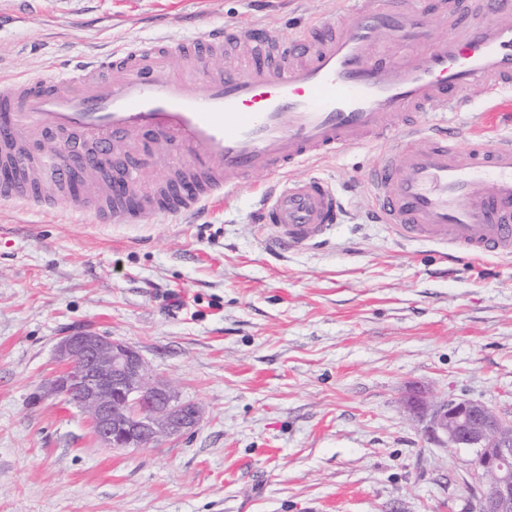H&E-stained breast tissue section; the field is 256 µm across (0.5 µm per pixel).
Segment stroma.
I'll use <instances>...</instances> for the list:
<instances>
[{"label":"stroma","instance_id":"35a3bbf8","mask_svg":"<svg viewBox=\"0 0 512 512\" xmlns=\"http://www.w3.org/2000/svg\"><path fill=\"white\" fill-rule=\"evenodd\" d=\"M343 0H0V78L49 75L130 43L264 25L281 38ZM455 115L485 119L481 87ZM371 147L289 169L345 195L320 248L276 252L254 222L258 173L222 201L101 224L77 199L0 203V512H478L475 452L432 431L435 405L512 417V258L400 241L372 217ZM134 346L196 403V429L116 452L48 396L62 336ZM423 406L412 411L409 395Z\"/></svg>","mask_w":512,"mask_h":512}]
</instances>
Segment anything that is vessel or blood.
<instances>
[{"mask_svg": "<svg viewBox=\"0 0 512 512\" xmlns=\"http://www.w3.org/2000/svg\"><path fill=\"white\" fill-rule=\"evenodd\" d=\"M443 34H436V26ZM228 56L202 77L198 59ZM512 90V0H348L337 21L293 38L227 25L177 48L139 44L82 61L64 74L0 81V163L18 171L0 201L39 206L65 196L71 177L39 146L79 133L114 158L168 143L143 194L87 189L101 222L181 215L265 173L282 183L259 221L288 248L326 244L340 204L325 178H287L317 157L371 146L367 172L379 219L404 241L487 257L512 256V137L462 143L445 122L421 128L412 112H466L469 88Z\"/></svg>", "mask_w": 512, "mask_h": 512, "instance_id": "vessel-or-blood-1", "label": "vessel or blood"}]
</instances>
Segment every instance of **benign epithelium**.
Returning a JSON list of instances; mask_svg holds the SVG:
<instances>
[{
	"mask_svg": "<svg viewBox=\"0 0 512 512\" xmlns=\"http://www.w3.org/2000/svg\"><path fill=\"white\" fill-rule=\"evenodd\" d=\"M114 169L100 155L71 171L75 185L89 169ZM55 354L62 370L47 394L72 402L88 418L105 447L119 451L148 448L181 436L200 422V408L180 398L156 377L132 346L94 330L61 337ZM433 424L450 448H472L485 481L480 512H512V419L475 401L450 399L433 410Z\"/></svg>",
	"mask_w": 512,
	"mask_h": 512,
	"instance_id": "7a95c632",
	"label": "benign epithelium"
}]
</instances>
